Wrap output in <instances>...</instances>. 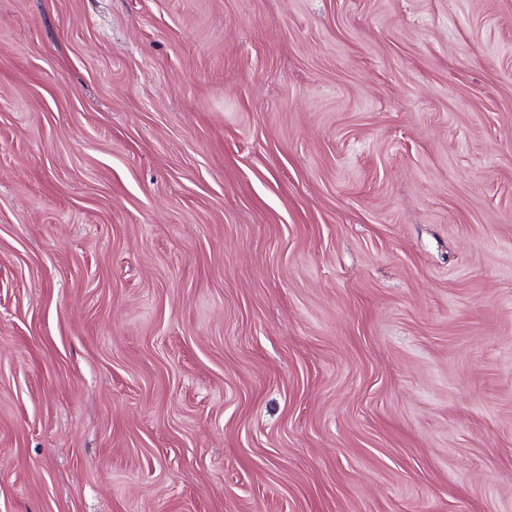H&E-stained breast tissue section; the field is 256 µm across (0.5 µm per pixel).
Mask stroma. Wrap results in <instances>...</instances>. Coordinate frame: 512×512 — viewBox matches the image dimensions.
I'll list each match as a JSON object with an SVG mask.
<instances>
[{
	"label": "stroma",
	"instance_id": "obj_1",
	"mask_svg": "<svg viewBox=\"0 0 512 512\" xmlns=\"http://www.w3.org/2000/svg\"><path fill=\"white\" fill-rule=\"evenodd\" d=\"M0 512H512V0H0Z\"/></svg>",
	"mask_w": 512,
	"mask_h": 512
}]
</instances>
